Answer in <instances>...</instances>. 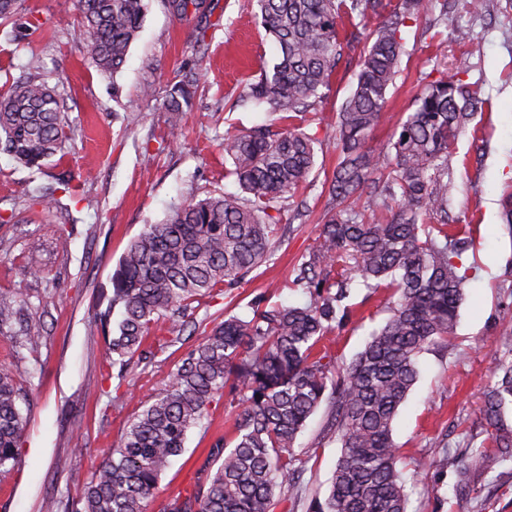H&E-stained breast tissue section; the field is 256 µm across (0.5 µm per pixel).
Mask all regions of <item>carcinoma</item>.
Returning <instances> with one entry per match:
<instances>
[{
	"label": "carcinoma",
	"mask_w": 512,
	"mask_h": 512,
	"mask_svg": "<svg viewBox=\"0 0 512 512\" xmlns=\"http://www.w3.org/2000/svg\"><path fill=\"white\" fill-rule=\"evenodd\" d=\"M265 37L279 50L232 103L262 106L273 120L224 139V178L238 191L175 207L160 224H147L129 244L111 277L105 308L93 327L105 339L106 361L126 378L160 320L174 331L191 325L202 342L188 349L168 382L129 421L112 453L83 480L82 496L67 512H144L172 458L223 398L231 430L216 439L192 490L170 499L164 512H275L295 503V474L305 460L294 452L298 435L321 402L330 405V430L341 448L330 486L307 512H407L393 423L417 381L420 355L448 341L457 322L468 271L461 262L450 214L449 176L455 144L485 100L461 80L441 74L416 94L412 111L388 142L371 136L388 102L405 54L406 21L424 23L441 45L448 0H248ZM180 20L205 11L206 0H167ZM19 0H0V33L19 36ZM85 52L115 74L143 26L146 0H79ZM439 14H434V11ZM384 17L367 29V16ZM346 18L349 29L338 30ZM460 71L481 54L463 29ZM361 47L355 86L336 125L339 162L323 182L329 208L314 244L293 268L292 285L309 294L302 305L267 303L256 296L246 317L231 315L212 327L188 322L191 304L216 291L230 296L275 251L274 227L316 165L319 139L306 127L344 56ZM196 73L170 93L172 128L182 121ZM63 94L49 86L37 60L0 96V153L38 166L63 153L71 139ZM394 298L385 323L347 365L325 341L355 316L356 287ZM19 294L0 295V328L21 320ZM494 381L478 407L485 438L475 454L512 461V333L502 336ZM10 367L0 365V470L15 465L27 426Z\"/></svg>",
	"instance_id": "obj_1"
}]
</instances>
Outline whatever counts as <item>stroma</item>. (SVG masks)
Returning a JSON list of instances; mask_svg holds the SVG:
<instances>
[{"label": "stroma", "mask_w": 512, "mask_h": 512, "mask_svg": "<svg viewBox=\"0 0 512 512\" xmlns=\"http://www.w3.org/2000/svg\"><path fill=\"white\" fill-rule=\"evenodd\" d=\"M206 18L174 19L165 0H150L144 27L116 76L100 73L84 53V35L74 0H22L19 19L25 39L0 37V91L25 75L38 57L49 85L67 100L65 117L75 142L63 158L27 168L0 154V294L23 293L41 319L32 327L36 346L16 331H0V364L8 365L28 403L27 427L15 467L0 471V512H42L45 499H78L82 486L72 473L89 475L117 445L141 401L157 392L186 350L200 342L175 343L132 366L126 380L104 361L105 342L91 330L97 303L111 288L110 278L129 242L148 224L164 221L173 205L210 193L233 192L224 176V139L266 122L264 108L231 109L230 99L262 64L277 55L245 0H207ZM449 27L469 30L482 46L470 60L466 83L480 86L490 106L473 121L477 135H463L451 163L453 210L466 213L460 234L462 253L474 266L465 299L447 345L421 356L420 375L394 423L402 453L408 512H512V463L471 456L468 447L482 426L475 412L502 350V314L512 307V236L500 217L512 191V9L471 12L465 0H450ZM407 49L389 103L373 135L386 143L414 95L440 73L454 74L464 48L455 41L430 46L421 25L405 30ZM356 58L340 63L320 110L321 148L303 192L307 215L285 212L271 260L237 296H205L190 318L210 320L223 313L248 312L258 295L271 304H301L307 297L292 287V270L310 248L327 204L322 184L338 157L336 114L350 96ZM200 77V90L171 129L165 100L183 70ZM153 86L156 96L142 90ZM153 161L143 166L144 152ZM70 191H61L63 182ZM55 188L49 209L31 203L33 194ZM386 292L360 304L356 318L329 345L338 361L350 362L369 334L388 316ZM328 404L310 417L294 451L305 458L301 496L295 512H306L309 498L326 492L340 456L334 436L325 432ZM223 403L213 404L189 435L185 452L162 476L160 491L146 512H163L170 498L192 488L214 439L228 429ZM446 450L433 467L431 448ZM468 487L458 492L460 471Z\"/></svg>", "instance_id": "1"}]
</instances>
